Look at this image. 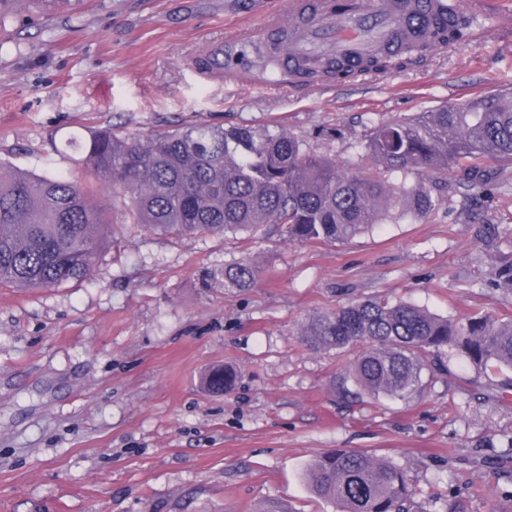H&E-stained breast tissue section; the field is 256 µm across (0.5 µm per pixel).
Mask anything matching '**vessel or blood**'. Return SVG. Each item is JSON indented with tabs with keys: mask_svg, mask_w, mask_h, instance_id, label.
Returning <instances> with one entry per match:
<instances>
[{
	"mask_svg": "<svg viewBox=\"0 0 512 512\" xmlns=\"http://www.w3.org/2000/svg\"><path fill=\"white\" fill-rule=\"evenodd\" d=\"M407 13L405 0H350L341 12L333 11L328 0H288L285 12L265 14L258 24L237 29L229 42L250 50L265 42L268 32L285 29L294 35L293 51L315 59L338 49L351 51L377 41L386 43L397 33L421 38L422 29H407ZM203 75L236 85L251 82L250 77L227 63L205 68Z\"/></svg>",
	"mask_w": 512,
	"mask_h": 512,
	"instance_id": "b4317fda",
	"label": "vessel or blood"
}]
</instances>
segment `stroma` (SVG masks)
Wrapping results in <instances>:
<instances>
[{"label": "stroma", "instance_id": "stroma-1", "mask_svg": "<svg viewBox=\"0 0 512 512\" xmlns=\"http://www.w3.org/2000/svg\"><path fill=\"white\" fill-rule=\"evenodd\" d=\"M285 0H73L0 22V161L39 176L89 173L70 138L112 126L283 129L339 166H368V129L512 89V0H464L468 34L427 63L306 89L205 82L196 62L237 24ZM451 207L332 245L255 235L176 237L123 221L92 275L0 286V512H337L305 470L358 449L408 475L410 512H512V392L453 352L406 400L344 380L357 350L313 351L306 319L353 300L407 301L460 318L512 314L490 285L512 244V193L492 201L446 178ZM263 272L226 291L224 263ZM237 372L227 394L200 384Z\"/></svg>", "mask_w": 512, "mask_h": 512}]
</instances>
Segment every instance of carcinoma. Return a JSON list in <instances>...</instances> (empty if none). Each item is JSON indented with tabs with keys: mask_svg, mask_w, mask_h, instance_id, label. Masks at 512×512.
<instances>
[{
	"mask_svg": "<svg viewBox=\"0 0 512 512\" xmlns=\"http://www.w3.org/2000/svg\"><path fill=\"white\" fill-rule=\"evenodd\" d=\"M464 20L448 16L440 45L456 40ZM429 49L402 38L351 61L334 55L288 67L265 46L255 63L271 78L310 83L345 80L357 71L385 72L418 63ZM373 169L351 171L285 131L195 123L147 137L110 128L81 145L82 162L100 185L122 197L127 224L187 237L254 234L279 224L296 241L336 243L372 231L395 215L424 217L445 198L416 175L454 171L466 190L490 181L512 186V96L490 94L374 125L359 142ZM500 168L493 172L488 163ZM87 187L67 174L39 177L0 162V285L55 288L88 277L108 237L112 217L93 205ZM262 274L250 258L224 264L227 290L252 288ZM492 282L512 292V260ZM312 350L363 351L350 368L372 397L406 399L422 388L425 358L456 351L477 370L504 376L512 388V316L474 313L455 320L415 304L375 297L308 317L298 334ZM204 384L215 393L233 386L232 374L213 368ZM305 478L340 512H406L413 489L405 472L368 453L338 449L319 456Z\"/></svg>",
	"mask_w": 512,
	"mask_h": 512,
	"instance_id": "1",
	"label": "carcinoma"
}]
</instances>
